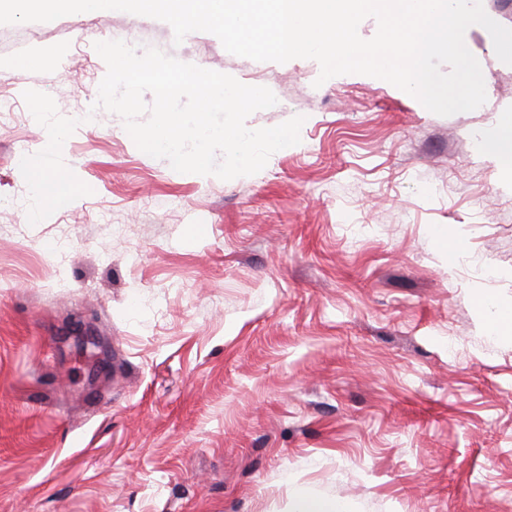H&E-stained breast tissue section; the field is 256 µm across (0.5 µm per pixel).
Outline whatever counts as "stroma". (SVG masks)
Segmentation results:
<instances>
[{"mask_svg": "<svg viewBox=\"0 0 512 512\" xmlns=\"http://www.w3.org/2000/svg\"><path fill=\"white\" fill-rule=\"evenodd\" d=\"M109 40L268 87L247 127L300 115V143L228 181L174 171L93 107ZM464 41L486 101L439 116L127 12L0 25V512H512V341L473 304L512 307V179L470 144L512 65L482 26ZM27 89L79 119L62 158L93 190L35 224ZM81 324L112 349L96 384ZM344 504L338 500L323 501L297 496L294 499L292 512H345Z\"/></svg>", "mask_w": 512, "mask_h": 512, "instance_id": "stroma-1", "label": "stroma"}]
</instances>
